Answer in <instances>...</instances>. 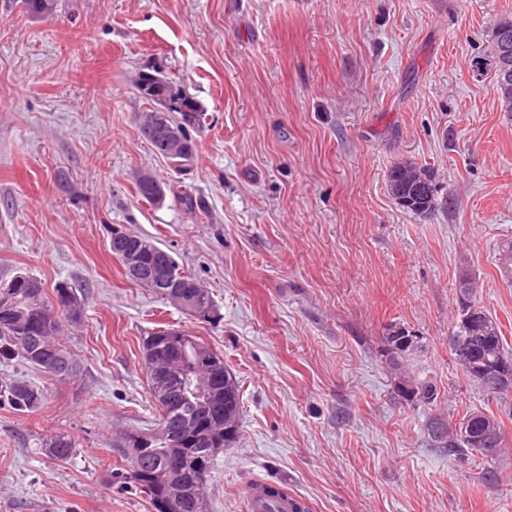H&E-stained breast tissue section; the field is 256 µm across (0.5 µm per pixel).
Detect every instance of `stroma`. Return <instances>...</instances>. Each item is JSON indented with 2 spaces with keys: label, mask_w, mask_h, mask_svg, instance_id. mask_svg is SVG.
I'll return each instance as SVG.
<instances>
[{
  "label": "stroma",
  "mask_w": 512,
  "mask_h": 512,
  "mask_svg": "<svg viewBox=\"0 0 512 512\" xmlns=\"http://www.w3.org/2000/svg\"><path fill=\"white\" fill-rule=\"evenodd\" d=\"M512 0H58L30 18L0 0V281L24 272L86 297L63 342L80 371L45 396L0 405V512H151L117 477L119 432L154 420L141 339L191 330L237 375L240 438L206 480L208 512H248L243 490L287 487L310 512H512V419L496 466L434 448L430 412L500 414L448 347L464 274L512 347V112L479 56ZM162 63L207 112L188 170L142 138L134 72ZM429 169L439 203L422 216L392 197L394 164ZM148 170L204 196L138 200ZM157 237L213 295L192 319L129 281L108 227ZM422 339L411 370L436 409L393 392L380 354L389 326ZM69 433L59 461L44 443Z\"/></svg>",
  "instance_id": "obj_1"
}]
</instances>
